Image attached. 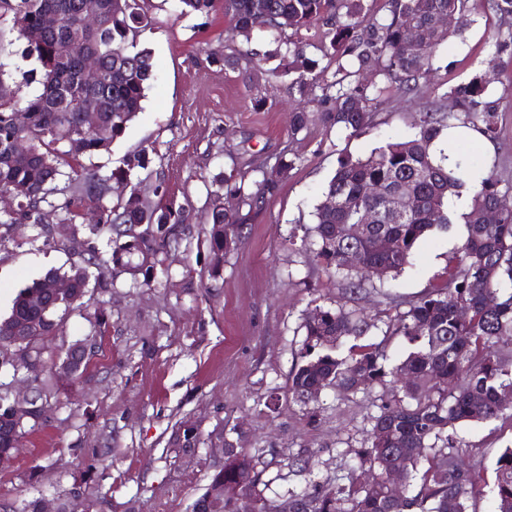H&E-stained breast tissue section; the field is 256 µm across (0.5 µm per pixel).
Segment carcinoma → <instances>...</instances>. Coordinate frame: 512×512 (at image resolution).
<instances>
[{"instance_id":"carcinoma-1","label":"carcinoma","mask_w":512,"mask_h":512,"mask_svg":"<svg viewBox=\"0 0 512 512\" xmlns=\"http://www.w3.org/2000/svg\"><path fill=\"white\" fill-rule=\"evenodd\" d=\"M82 0H0V74L7 57L5 40L19 34L23 25H33L45 12L60 16L58 31L42 43L26 46L28 55L43 70L40 87L26 101L31 121L25 127L13 122L17 109L15 92L0 80V192L19 188L24 192L19 209L0 219L5 232L0 243L10 238L13 226L32 228L27 243L42 242L61 247L70 255L66 269L48 270L21 288L10 314L0 319V369L7 366L12 349L9 329L28 327L26 349L42 360L50 336L63 334L67 317L79 308L86 310L90 330L83 341H95L112 327L111 315L96 308L89 311L92 292H106L113 282L129 276L134 282L150 284L159 256L179 246L191 232L190 216L181 209H157L131 193L114 204L107 192L112 181L129 179L134 171L147 168L148 152L130 153L123 166L102 175L79 170V155L67 142L80 135L83 154L91 157L103 150L96 136L81 127L80 113L59 100V87L76 82L79 62L64 60L57 53L58 39L80 35L99 50L105 71H122L117 80L105 84L95 95L104 100L103 121L110 138L120 137L127 125L143 110L146 90L153 80L151 52L140 46L148 20L138 0H129L125 10H112V0H98L99 14L91 25L80 15ZM184 14L203 13L213 0H176ZM475 5L469 0H387L386 13L368 15L361 0H224V13L234 28L251 41L252 35L298 31L316 22L331 26L326 52L336 59V71L311 99L328 129L354 135L372 124L373 107L391 86L402 95L419 91L420 79L430 70L437 48L451 32L436 26L437 17L452 12L456 31L469 22ZM429 30L426 42L413 40L408 22ZM288 70L298 73L292 88L301 92L310 84L305 76L307 60L303 48L288 42ZM370 72L364 82L361 74ZM495 83L494 68L473 75L449 92L457 112L437 107L423 112L415 135L406 140L388 139L369 156L339 161L323 197L336 198V207L324 203L314 210V260L327 274L343 281L350 291L376 287L371 269L380 264L396 277L410 264L416 243L427 234L446 232L461 220L465 234L448 259L447 276L414 300L387 293L385 299L395 314L385 322L383 339H370L378 325L342 305H316L318 318L304 320L305 339L291 370L288 393L304 404L314 391L336 388L343 394L360 387L391 385L400 398L382 401L372 416L373 426L357 448L348 450L354 464L340 483L310 481L288 497L304 502V512H468L475 489L484 482L481 470L460 466L469 455L468 445L456 435L462 422L512 419V204L498 188L493 175L473 173L468 157L459 153L454 168L446 157L433 154V143L456 121L484 138L495 134L496 106L489 100ZM12 139L28 142L25 154L12 155L2 148ZM72 175L59 187L63 168ZM285 166L260 170L255 190L233 177L225 179L224 193H215L211 224L199 225L209 245L212 274L224 265V234L240 238L242 209L262 208ZM384 194L374 195V186ZM411 190L418 207L401 212L393 199ZM467 196L466 212L448 209V199ZM231 205H222V199ZM60 212L59 222L44 223V209ZM498 211L494 224H483L480 214ZM365 211L375 214L373 224L358 231ZM105 238L110 250L102 252L96 239ZM391 238L396 249L386 252L382 242ZM69 281L68 292L54 297L50 282ZM42 294L51 307L33 303ZM464 307L468 314L459 313ZM402 337L408 345L405 358L395 363L388 341ZM71 393L51 395L35 387L32 416L13 426L14 410L0 396V466L11 461L26 428L47 421L61 400ZM383 433L384 438L377 437ZM224 452V462L210 474L209 482L224 481V505L215 508L200 495L190 512H274V499L259 489L263 471L247 449ZM399 463L403 486L401 498L390 495L383 474ZM374 472L372 484L358 480L362 469ZM94 476L86 472L81 484L73 485L71 497L88 499ZM494 493L496 512H512V448H505L496 461Z\"/></svg>"}]
</instances>
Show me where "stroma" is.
Listing matches in <instances>:
<instances>
[{
    "instance_id": "obj_1",
    "label": "stroma",
    "mask_w": 512,
    "mask_h": 512,
    "mask_svg": "<svg viewBox=\"0 0 512 512\" xmlns=\"http://www.w3.org/2000/svg\"><path fill=\"white\" fill-rule=\"evenodd\" d=\"M139 5L150 21L141 40L152 53L156 79L142 112L94 163L107 171L127 152L147 147L149 166L133 177V186L149 203L185 207L196 224L208 221L209 194L224 177L250 183L258 168H273L279 159L294 165L262 209L249 214L220 277L209 275L205 238L192 235L165 253L167 276L139 288L120 281L101 295L112 327L76 386V403L56 409L0 468V512H21L36 498L64 497L96 455L102 461L92 512H189L222 462L226 439L265 466L269 497L286 498L308 478L341 480L347 451L372 427L378 395L325 391L313 424L289 395L306 313L345 297L340 280L314 264L312 244L292 245L289 237L311 233L312 212L339 160L367 156L389 138L411 137L432 101L454 112L442 92L490 65L498 78L491 92L496 137L489 149L474 148L472 159L512 193V53L494 50L493 37L502 29L494 13L476 10L465 32L438 49L414 100L390 92L377 105L373 124L351 136L326 129L316 112L304 130L292 126L294 76L285 44L301 42L307 57L327 67L325 26L248 41L225 16L224 0L188 16L175 0ZM249 46L261 54L258 65L240 56ZM10 50L5 80L23 101L42 70L27 58L24 42ZM258 97L265 101L259 110L253 107ZM462 234L458 226L422 239L394 280L395 293L412 299L441 282ZM67 259L49 245L38 252L13 242L1 246L0 315L10 313L19 288ZM184 423L199 435L189 453L175 442ZM457 434L485 475L472 508L494 512L493 469L500 452L512 446V422L464 423ZM307 451L310 466L297 475L288 463Z\"/></svg>"
}]
</instances>
